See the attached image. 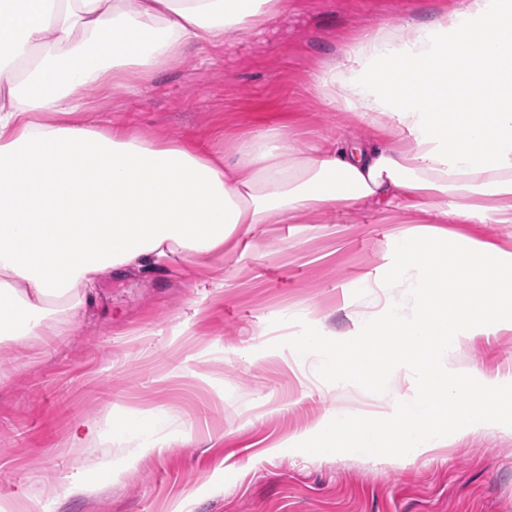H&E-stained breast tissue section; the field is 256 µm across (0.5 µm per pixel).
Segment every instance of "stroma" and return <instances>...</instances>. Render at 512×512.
I'll list each match as a JSON object with an SVG mask.
<instances>
[{"instance_id":"stroma-1","label":"stroma","mask_w":512,"mask_h":512,"mask_svg":"<svg viewBox=\"0 0 512 512\" xmlns=\"http://www.w3.org/2000/svg\"><path fill=\"white\" fill-rule=\"evenodd\" d=\"M456 0H291L287 15L221 51L189 49L137 91L86 94L83 117L232 152L253 130L357 138L350 112L308 91L314 73L378 24L418 25ZM422 232L512 253V224H422L385 202L265 224L248 251L211 267L145 263L105 274L79 326L0 348V500L17 512H512V428L451 435L387 461L296 448L336 413L386 411L411 396L398 369L384 393L322 380L316 356L285 347L301 322L336 339L381 309L367 283L394 238ZM451 371L512 378V331L474 332ZM159 417L151 436L142 421ZM102 431L77 448L74 434ZM72 493H64V485Z\"/></svg>"}]
</instances>
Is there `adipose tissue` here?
I'll return each instance as SVG.
<instances>
[{
    "label": "adipose tissue",
    "instance_id": "obj_1",
    "mask_svg": "<svg viewBox=\"0 0 512 512\" xmlns=\"http://www.w3.org/2000/svg\"><path fill=\"white\" fill-rule=\"evenodd\" d=\"M288 0H0V345L78 324L84 288L154 259L221 260L263 224L380 200L445 224H512V0L382 24L311 93L380 140L299 153L260 128L225 153L89 124L85 94L137 87Z\"/></svg>",
    "mask_w": 512,
    "mask_h": 512
}]
</instances>
